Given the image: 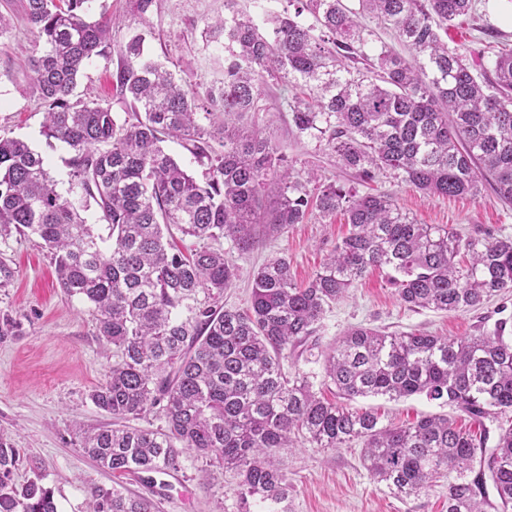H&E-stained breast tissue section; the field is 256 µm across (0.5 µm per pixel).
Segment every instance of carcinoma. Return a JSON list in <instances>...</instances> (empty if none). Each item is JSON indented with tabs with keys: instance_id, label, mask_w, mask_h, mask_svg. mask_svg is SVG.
I'll use <instances>...</instances> for the list:
<instances>
[{
	"instance_id": "cac0c4a2",
	"label": "carcinoma",
	"mask_w": 512,
	"mask_h": 512,
	"mask_svg": "<svg viewBox=\"0 0 512 512\" xmlns=\"http://www.w3.org/2000/svg\"><path fill=\"white\" fill-rule=\"evenodd\" d=\"M94 0H26L25 19L43 42L32 49V94L42 135L68 147L71 199L57 190L46 158L26 141L0 136V243L34 234L59 287L87 302L98 335L117 360L90 393L112 423L76 427L83 455L116 475L176 470L193 451L239 476L241 512H288V473L272 463L304 441L315 448L362 444L370 477L402 499L448 483L447 512L512 509V315L463 338L385 333L356 326L323 356L338 399L317 395L284 362L319 346L325 307L369 269L387 267L410 309L477 311L512 291V236H462L418 224L384 193L322 183L297 172L277 143L248 123L267 112L268 81L281 85L279 111L298 134L324 142L359 185L390 175L430 196H476L487 182L512 205V47L490 68L472 69L440 31L480 0H285L257 21L224 0V80L200 93L144 49L136 33L117 49L116 101H86L77 77L112 53ZM295 6V14L289 7ZM308 13L309 25L297 21ZM368 16L394 30L411 60L375 45ZM179 141L201 168L188 173L162 143ZM100 213L112 245L83 213ZM350 225L305 287L288 259L252 274L248 311L224 307L236 267L212 243L241 252L256 229L281 232L317 213ZM200 244L185 253L164 233ZM424 394L464 413L478 429L446 417L382 425L358 397ZM166 428L129 425L153 409ZM496 424L490 436L486 422ZM19 450L0 439V512H58L37 480L14 482ZM87 512H160L153 498L120 485L90 491Z\"/></svg>"
}]
</instances>
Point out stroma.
I'll return each mask as SVG.
<instances>
[{
  "mask_svg": "<svg viewBox=\"0 0 512 512\" xmlns=\"http://www.w3.org/2000/svg\"><path fill=\"white\" fill-rule=\"evenodd\" d=\"M93 11L111 20L113 45L122 44L133 31L145 32L150 53L183 84L201 91L222 79L224 41L206 36L205 29L211 19L223 15L224 0H156L144 19L135 12L133 0H95ZM0 12L13 18L11 32L0 38V134L27 139L47 157L60 190L68 191L69 151L59 142L47 144L41 133L43 109L31 94L34 73L28 56L36 36L25 21L23 0H0ZM501 42L512 44V0H481L477 14L459 17L448 30L449 47L461 49L476 66L488 63L493 47ZM117 61L114 55L91 59L77 88L84 100L112 98L111 74ZM268 106L251 121L280 145L295 169L315 170L323 180L342 179L323 145L289 125L277 99H269ZM372 188L391 196L418 223L447 225L469 236L488 231L512 235V207L504 206L490 185H483L476 197L427 196L390 177L380 178ZM348 230L343 215H314L305 223L263 235L250 253L223 241L238 268L236 280L224 292V306L248 309L251 274L273 255L286 256L295 282L306 284ZM0 261L13 272L8 283L0 284V317L14 325L12 335L0 336V437L19 448L23 457L16 483L40 478L52 490L60 512H86L91 489L115 483L157 499L161 512H240L234 471L195 453L183 455L179 470L168 475L164 493L132 475L114 477L81 453L75 426L96 427L111 420L89 394L115 361L116 350L98 337L89 304L59 287L38 236H12L0 246ZM391 276L386 268L372 270L327 307L319 327L321 344L354 326L455 338L471 335L480 324L494 326L497 316L490 305L471 312L408 309L398 300ZM354 405L375 409L389 426L445 415L458 428L472 427L462 413L423 395L399 401L360 398ZM280 465L291 484V512H447L446 484L416 498L399 499L371 480L357 442L336 450L301 444L284 452Z\"/></svg>",
  "mask_w": 512,
  "mask_h": 512,
  "instance_id": "stroma-1",
  "label": "stroma"
}]
</instances>
